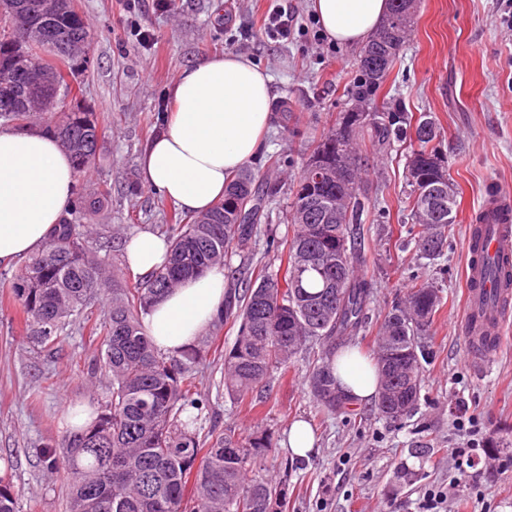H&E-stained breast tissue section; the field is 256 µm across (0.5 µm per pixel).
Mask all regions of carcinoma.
<instances>
[{"label": "carcinoma", "instance_id": "obj_1", "mask_svg": "<svg viewBox=\"0 0 512 512\" xmlns=\"http://www.w3.org/2000/svg\"><path fill=\"white\" fill-rule=\"evenodd\" d=\"M390 2L382 28L359 51L349 109L301 152L286 235L271 223L280 184L246 171L229 180L209 211L175 213L171 223L154 225L170 243L167 263L122 286L107 278L110 228L91 223L99 200L83 184L43 249L10 277L31 343L60 344L68 327L88 324L98 341L94 371L110 379L92 423L42 449L50 468L63 472L67 512H282L288 477L266 475L276 454L268 435L254 433L243 446L230 428L202 433L196 381L208 343L163 354L145 330L144 315L158 298L216 266L227 269L228 285L217 322L237 328L224 350V394L261 412L266 401L254 391L286 373L313 343L318 351L306 384L318 411L335 415L355 404L339 388L335 364L369 323L373 283L359 274L357 262L365 258L364 225L371 213H384L362 178L369 164L363 148L380 154L408 145L407 234L420 258H441L458 208L434 117L393 112L376 100L418 11V0ZM92 42L67 0H0V127L53 133L82 179L95 171L105 128L92 110L68 106L79 91L67 77L89 63ZM278 108L292 137L306 138L290 125V101ZM314 168L322 180L310 178ZM262 245L277 252V270L241 284V268L253 264ZM234 255L242 267L231 266ZM482 262L487 279L512 283V261L485 253ZM103 301V319L90 323L91 309ZM442 305L440 288L427 279L384 316L376 409L389 421H399L419 399L428 360L422 337ZM0 512H17L7 473L0 474Z\"/></svg>", "mask_w": 512, "mask_h": 512}]
</instances>
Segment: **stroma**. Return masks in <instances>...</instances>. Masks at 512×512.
Returning <instances> with one entry per match:
<instances>
[{"label":"stroma","instance_id":"stroma-1","mask_svg":"<svg viewBox=\"0 0 512 512\" xmlns=\"http://www.w3.org/2000/svg\"><path fill=\"white\" fill-rule=\"evenodd\" d=\"M94 35L91 60L74 73L86 105L106 128L107 144L94 182L112 185L98 221L144 227L167 223L175 207L146 188L139 161L169 112V89L190 62L211 54H245L272 75L276 99L293 103V123L317 136L348 107L347 88L358 76L354 48L331 43L311 9V0H172L158 11L140 0L139 20L153 40L141 45L130 34L123 0H74ZM293 17L288 39L270 35L263 20L271 10ZM507 0H420L417 22L401 49V63L387 77L378 101L398 112H429L442 133L441 151L459 191L456 223L441 258L444 304L429 330L424 380L416 408L398 422L382 418L374 402L345 414L323 415L305 384L313 359L298 354L293 367L267 382L263 414L239 412L219 386L220 354L235 333L208 330L210 351L198 375L205 407L203 427L235 429L239 437L270 435L288 476L286 512H424L429 491L447 494L445 512H512V461L490 453L492 443L512 438V311L504 337L482 363L470 357L462 330L467 313L465 239L488 190L512 204V31ZM304 142L273 122L249 169L282 183L297 175ZM280 156L279 166L270 159ZM371 194L386 210L380 223L365 224L366 263L373 282L372 321L355 343L375 350L380 323L393 301L417 276L424 260L405 243L407 199L403 163L395 153L375 157ZM18 304L0 287V460L11 463L19 512H65L60 474L41 453L65 431L71 403H97L104 385L86 373L97 344L71 328L61 351L32 347ZM309 424L313 453L300 458L287 445L295 421ZM428 446L425 454L417 446ZM476 447L473 468H456L452 449Z\"/></svg>","mask_w":512,"mask_h":512}]
</instances>
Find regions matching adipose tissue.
<instances>
[{
	"label": "adipose tissue",
	"mask_w": 512,
	"mask_h": 512,
	"mask_svg": "<svg viewBox=\"0 0 512 512\" xmlns=\"http://www.w3.org/2000/svg\"><path fill=\"white\" fill-rule=\"evenodd\" d=\"M324 35L362 46L380 27L387 0H312ZM272 78L240 53L207 56L172 85V110L140 159L143 184L180 209L198 214L221 198L228 177L262 150L273 123ZM76 175L52 134L0 128V267L41 250L71 203ZM168 245L143 230L130 237L125 259L139 275L160 269ZM224 270L212 268L159 298L144 318L159 352L175 353L200 336L224 305Z\"/></svg>",
	"instance_id": "obj_1"
}]
</instances>
